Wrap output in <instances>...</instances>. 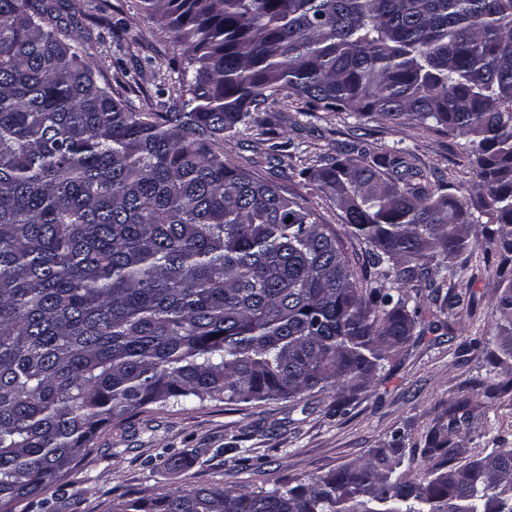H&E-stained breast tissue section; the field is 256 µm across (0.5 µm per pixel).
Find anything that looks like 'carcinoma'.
<instances>
[{"label": "carcinoma", "instance_id": "carcinoma-1", "mask_svg": "<svg viewBox=\"0 0 512 512\" xmlns=\"http://www.w3.org/2000/svg\"><path fill=\"white\" fill-rule=\"evenodd\" d=\"M184 48L168 105L133 112L50 0H0V512L47 492L95 434L150 405L365 389L414 336L409 290L440 292L498 241V338L512 352V0H141ZM295 94L306 115L412 116L466 138L469 212L396 145L299 169L365 241L220 141ZM448 422L307 483L199 488L120 512H512V448L460 463Z\"/></svg>", "mask_w": 512, "mask_h": 512}]
</instances>
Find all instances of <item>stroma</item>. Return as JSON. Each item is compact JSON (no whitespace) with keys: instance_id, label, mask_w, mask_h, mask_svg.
Masks as SVG:
<instances>
[{"instance_id":"obj_1","label":"stroma","mask_w":512,"mask_h":512,"mask_svg":"<svg viewBox=\"0 0 512 512\" xmlns=\"http://www.w3.org/2000/svg\"><path fill=\"white\" fill-rule=\"evenodd\" d=\"M60 2L77 5L96 72L123 78V98L136 110L161 109L176 79L171 64L184 58L173 33L161 29L140 0ZM103 14L109 20L105 26L97 23ZM304 108L294 95L268 103L266 126L251 123L225 138V162L275 183L322 223L339 227L341 212L330 193L297 176L301 160L335 154L354 141L375 154L400 143L418 167L442 176L465 209L477 203L482 189L465 138L426 129L410 117L392 125L346 112L309 117ZM268 132L292 141L295 156L269 165L263 143ZM499 260L496 240L480 238L448 282L449 291L462 297L445 316L451 332L416 337L391 372L354 394L345 411H335L331 390L256 404L207 398L155 407L100 430L91 454L46 498L28 504V512H112L113 504L124 500L199 487L248 494L305 483L369 449L387 447L397 434L408 450L406 465L420 471L427 465L419 452L427 434L447 423L449 405L463 398L471 399L473 411L455 440L458 461L512 447V391L499 390L512 380V356L503 354L496 338V303L503 292L495 274ZM475 336L483 337V345L466 348L465 340ZM171 455L181 456L180 468L166 466Z\"/></svg>"}]
</instances>
